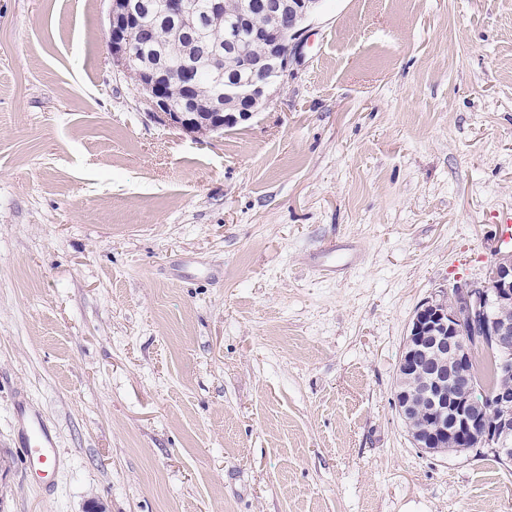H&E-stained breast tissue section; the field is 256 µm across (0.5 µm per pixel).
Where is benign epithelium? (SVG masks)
I'll return each instance as SVG.
<instances>
[{"instance_id":"benign-epithelium-1","label":"benign epithelium","mask_w":512,"mask_h":512,"mask_svg":"<svg viewBox=\"0 0 512 512\" xmlns=\"http://www.w3.org/2000/svg\"><path fill=\"white\" fill-rule=\"evenodd\" d=\"M319 0H237L240 22L250 27L259 14L268 21L263 32L268 49L258 59L233 49L230 67L244 70L249 79L225 82L224 92L213 98L209 110L221 121L238 124L270 106L271 87L288 84L292 59L302 47L305 23L317 11ZM173 26L197 49V58L182 71H170L166 62L137 58L135 47L155 41L162 26ZM107 43L113 69L137 82L143 101L162 120L187 133L197 132V107L189 98L194 67L210 63L224 74L223 57L210 46L192 0H157L147 19L135 0H112ZM178 83L184 96L168 97L166 86ZM489 343L498 353L504 376L512 375V249L498 251L485 279L456 286L450 296L422 304L409 325L397 376L411 372L422 355L438 367L452 361L460 371L450 376L435 372L416 390L397 387L398 411L409 425L416 447L428 453L458 450L457 444L478 440L501 463H512V386H502L479 400L465 368L471 361V341Z\"/></svg>"}]
</instances>
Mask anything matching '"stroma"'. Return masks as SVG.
Listing matches in <instances>:
<instances>
[{
  "label": "stroma",
  "mask_w": 512,
  "mask_h": 512,
  "mask_svg": "<svg viewBox=\"0 0 512 512\" xmlns=\"http://www.w3.org/2000/svg\"><path fill=\"white\" fill-rule=\"evenodd\" d=\"M111 7L0 0V512H512V466L394 403L416 309L512 235V0H321L221 134L116 74ZM335 252L336 247L326 246L312 257V263L322 275H340L356 266L355 254H345L341 260L336 261V258L332 257ZM18 444L30 468L43 473H53L58 464V449L54 435L45 420L37 415L25 413L18 404Z\"/></svg>",
  "instance_id": "obj_1"
}]
</instances>
